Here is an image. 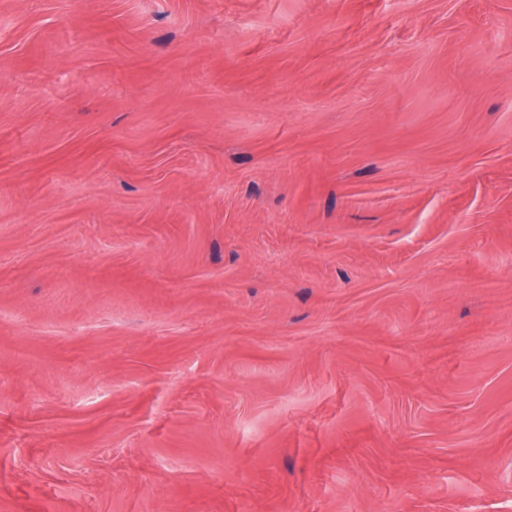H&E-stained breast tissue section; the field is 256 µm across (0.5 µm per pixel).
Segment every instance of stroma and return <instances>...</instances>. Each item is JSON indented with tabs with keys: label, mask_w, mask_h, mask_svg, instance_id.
Instances as JSON below:
<instances>
[{
	"label": "stroma",
	"mask_w": 512,
	"mask_h": 512,
	"mask_svg": "<svg viewBox=\"0 0 512 512\" xmlns=\"http://www.w3.org/2000/svg\"><path fill=\"white\" fill-rule=\"evenodd\" d=\"M0 512H512V0H0Z\"/></svg>",
	"instance_id": "35a3bbf8"
}]
</instances>
